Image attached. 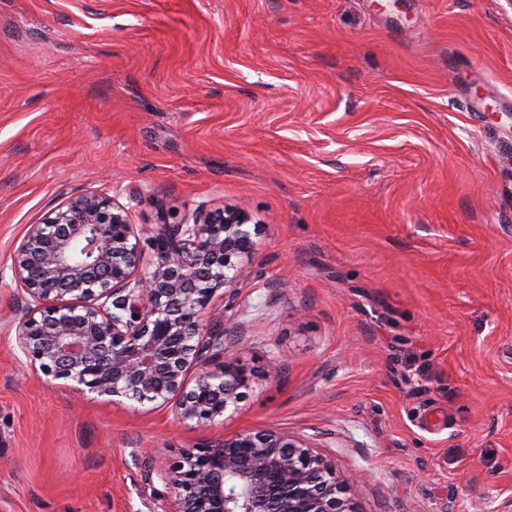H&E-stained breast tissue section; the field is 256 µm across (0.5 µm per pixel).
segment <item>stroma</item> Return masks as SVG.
Instances as JSON below:
<instances>
[{
    "label": "stroma",
    "mask_w": 512,
    "mask_h": 512,
    "mask_svg": "<svg viewBox=\"0 0 512 512\" xmlns=\"http://www.w3.org/2000/svg\"><path fill=\"white\" fill-rule=\"evenodd\" d=\"M205 206L255 246L207 423L22 366L10 255L66 196ZM363 472L356 512L512 499V10L501 0H0V512H165L153 449L245 430Z\"/></svg>",
    "instance_id": "35a3bbf8"
}]
</instances>
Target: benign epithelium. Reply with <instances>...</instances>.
I'll list each match as a JSON object with an SVG mask.
<instances>
[{"label": "benign epithelium", "mask_w": 512, "mask_h": 512, "mask_svg": "<svg viewBox=\"0 0 512 512\" xmlns=\"http://www.w3.org/2000/svg\"><path fill=\"white\" fill-rule=\"evenodd\" d=\"M249 222L226 206L139 229L108 195L68 197L13 251L28 302L14 319L19 350L44 375L98 396L170 403L182 421L223 416L246 379L226 364L208 369L224 357V332L206 318L244 273ZM152 464L169 512H355L357 477L283 432L243 431L174 460L158 448Z\"/></svg>", "instance_id": "7a95c632"}]
</instances>
